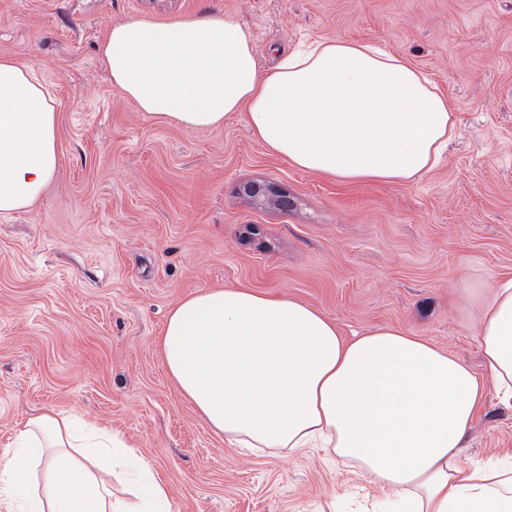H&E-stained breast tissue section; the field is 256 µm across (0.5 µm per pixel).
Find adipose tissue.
<instances>
[{
  "mask_svg": "<svg viewBox=\"0 0 512 512\" xmlns=\"http://www.w3.org/2000/svg\"><path fill=\"white\" fill-rule=\"evenodd\" d=\"M100 53L113 86L145 117L218 129L243 112L266 149L341 181L412 182L455 128L446 96L367 42L313 40L263 74L251 31L226 13L118 23ZM57 167L52 96L31 65L1 57L0 218L30 209ZM468 297L481 309V374L404 329L347 339L307 303L235 285L172 308L160 357L225 442L328 449L377 487L378 512H512V454L473 466L460 451L488 394L512 402V279ZM15 445L0 457L8 512H171L150 462L79 414H37ZM116 483L129 498L113 495Z\"/></svg>",
  "mask_w": 512,
  "mask_h": 512,
  "instance_id": "obj_1",
  "label": "adipose tissue"
}]
</instances>
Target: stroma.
<instances>
[{
	"label": "stroma",
	"mask_w": 512,
	"mask_h": 512,
	"mask_svg": "<svg viewBox=\"0 0 512 512\" xmlns=\"http://www.w3.org/2000/svg\"><path fill=\"white\" fill-rule=\"evenodd\" d=\"M231 13L261 71L306 39L372 41L445 95L455 133L408 184L295 168L244 116L187 130L112 86L113 24ZM0 56L56 101L57 173L0 220V454L54 408L119 431L169 488L172 512H352L373 490L319 452L253 453L198 419L168 378L165 317L224 284L285 293L342 336L400 327L481 370L464 291L512 277V0H0ZM266 181L281 210L238 193ZM512 451V406L488 398L462 454Z\"/></svg>",
	"instance_id": "1"
}]
</instances>
